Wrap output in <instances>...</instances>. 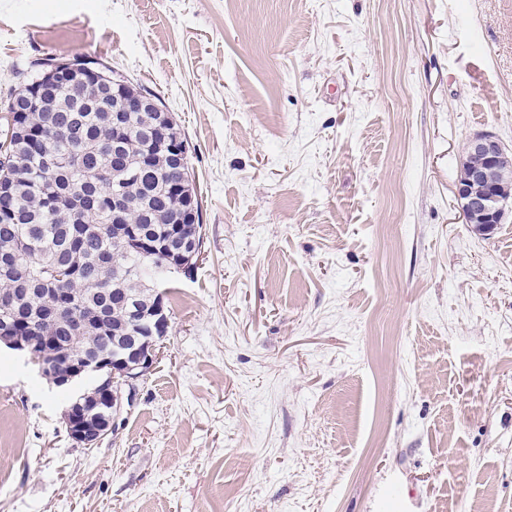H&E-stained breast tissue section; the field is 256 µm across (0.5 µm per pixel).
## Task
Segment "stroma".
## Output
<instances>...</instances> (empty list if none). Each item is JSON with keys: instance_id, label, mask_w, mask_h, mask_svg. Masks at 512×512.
<instances>
[{"instance_id": "obj_1", "label": "stroma", "mask_w": 512, "mask_h": 512, "mask_svg": "<svg viewBox=\"0 0 512 512\" xmlns=\"http://www.w3.org/2000/svg\"><path fill=\"white\" fill-rule=\"evenodd\" d=\"M48 56L161 99L204 245L96 447L0 349V512H512V0H0V97ZM469 159L456 185L459 208L466 224L487 235L501 224L512 198V169L503 163L511 152L494 134L482 132L469 141Z\"/></svg>"}]
</instances>
